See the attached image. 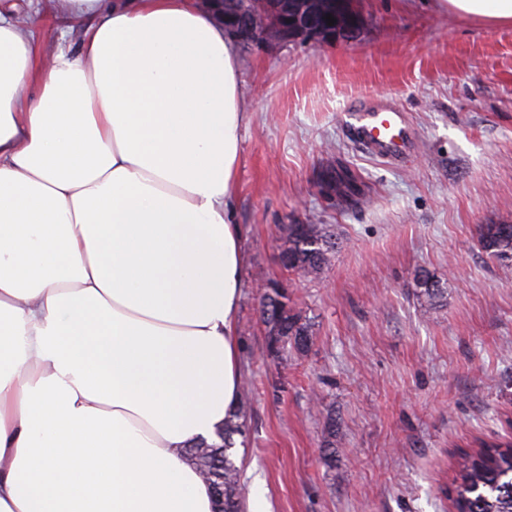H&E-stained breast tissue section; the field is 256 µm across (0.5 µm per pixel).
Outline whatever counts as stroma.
I'll use <instances>...</instances> for the list:
<instances>
[{"label": "stroma", "mask_w": 512, "mask_h": 512, "mask_svg": "<svg viewBox=\"0 0 512 512\" xmlns=\"http://www.w3.org/2000/svg\"><path fill=\"white\" fill-rule=\"evenodd\" d=\"M39 42L78 49L88 19L54 0ZM362 25L332 43L238 51L243 107L234 220L243 277L237 334L243 432L230 457L243 500L270 512H454L456 456L512 440V263L489 259L481 224H512V23L438 0H353ZM391 102L418 136L411 157L361 151L343 122ZM324 224L319 274L283 269L281 230ZM444 294L429 304L420 274ZM287 288L311 336L267 351L260 286Z\"/></svg>", "instance_id": "obj_1"}]
</instances>
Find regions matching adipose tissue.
I'll return each instance as SVG.
<instances>
[{
	"label": "adipose tissue",
	"mask_w": 512,
	"mask_h": 512,
	"mask_svg": "<svg viewBox=\"0 0 512 512\" xmlns=\"http://www.w3.org/2000/svg\"><path fill=\"white\" fill-rule=\"evenodd\" d=\"M56 3L97 21L45 61L0 11V512H213L188 450L241 410L237 48L199 0Z\"/></svg>",
	"instance_id": "adipose-tissue-1"
}]
</instances>
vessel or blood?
<instances>
[{
    "label": "vessel or blood",
    "mask_w": 512,
    "mask_h": 512,
    "mask_svg": "<svg viewBox=\"0 0 512 512\" xmlns=\"http://www.w3.org/2000/svg\"><path fill=\"white\" fill-rule=\"evenodd\" d=\"M345 125L368 154L397 162L412 148L414 131L404 112L392 105H374L348 112Z\"/></svg>",
    "instance_id": "1"
}]
</instances>
